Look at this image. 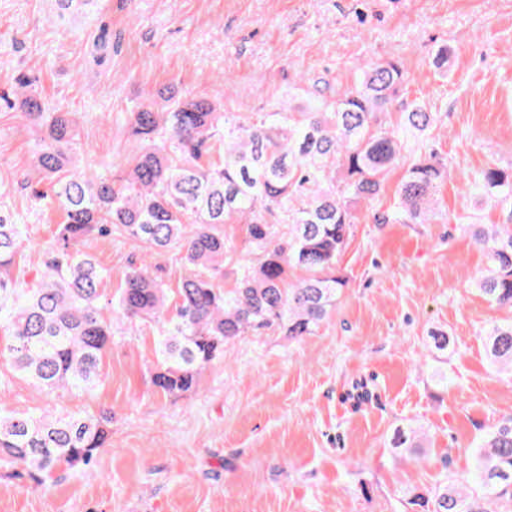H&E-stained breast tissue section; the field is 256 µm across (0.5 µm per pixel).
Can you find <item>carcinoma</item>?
Instances as JSON below:
<instances>
[{
    "mask_svg": "<svg viewBox=\"0 0 512 512\" xmlns=\"http://www.w3.org/2000/svg\"><path fill=\"white\" fill-rule=\"evenodd\" d=\"M58 15L87 14L96 0H54ZM448 45L432 66L448 75ZM398 58L367 61L344 93L313 81L305 105L241 118L224 111V88L187 97L168 86L129 112L137 150L120 172L88 173L72 112H49L25 78L13 97L38 128L32 151L34 196L64 213L55 242L32 281L9 274L26 248L22 217L0 202V357L46 392L90 390L101 380L112 341V314L153 324V387L166 396L196 388L224 346L267 330L300 341L315 334L348 284L340 266L358 223V208L379 200L386 177L410 141L418 156L397 197L373 213L376 224H430L443 218L435 196L448 162L426 137L440 113L425 98L403 103L395 128L383 117L401 96ZM484 198L509 204L503 223L476 225L486 252L478 290L512 307V166L489 167L475 180ZM242 224L251 259L222 284L234 246L218 231ZM116 233L151 258L173 251L184 274L172 290L142 261L125 273L115 299L101 303L105 271L81 248L92 235ZM303 276L291 279L294 270ZM487 355L512 374V322L486 334ZM112 412L97 416L0 414V464L43 485L58 470L88 467L110 444ZM393 447L412 453L417 432L398 429ZM473 477L432 489L411 488L413 512H512V417L476 443Z\"/></svg>",
    "mask_w": 512,
    "mask_h": 512,
    "instance_id": "obj_1",
    "label": "carcinoma"
}]
</instances>
